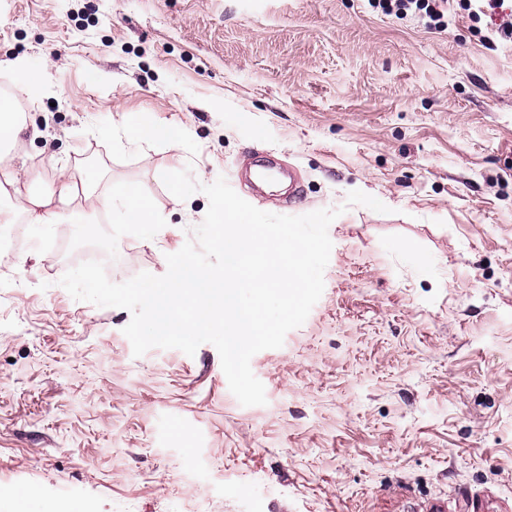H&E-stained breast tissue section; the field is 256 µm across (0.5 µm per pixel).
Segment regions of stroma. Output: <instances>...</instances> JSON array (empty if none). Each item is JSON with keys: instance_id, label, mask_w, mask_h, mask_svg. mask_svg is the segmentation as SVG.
I'll use <instances>...</instances> for the list:
<instances>
[{"instance_id": "1", "label": "stroma", "mask_w": 512, "mask_h": 512, "mask_svg": "<svg viewBox=\"0 0 512 512\" xmlns=\"http://www.w3.org/2000/svg\"><path fill=\"white\" fill-rule=\"evenodd\" d=\"M503 12L426 29L368 0H0V83L27 131L0 151L51 192L60 167L132 187L152 235L89 215L0 272V475L84 512H512V44ZM39 77L22 91L20 72ZM182 129L129 142L131 122ZM225 178L329 226L324 291L231 393L209 343L132 353L128 310L73 299L167 271L206 214L162 181ZM386 206H347L350 191Z\"/></svg>"}]
</instances>
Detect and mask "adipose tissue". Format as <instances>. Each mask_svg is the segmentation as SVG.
<instances>
[{"mask_svg": "<svg viewBox=\"0 0 512 512\" xmlns=\"http://www.w3.org/2000/svg\"><path fill=\"white\" fill-rule=\"evenodd\" d=\"M26 173L22 170L0 171V193L12 188L14 211L20 212L27 223L46 230L59 223L63 215H76L83 208L104 212L114 224H134L143 234H150L154 216L149 199L136 189H126L121 195L96 192L88 180L60 171L56 191L49 196L25 193L20 185Z\"/></svg>", "mask_w": 512, "mask_h": 512, "instance_id": "1", "label": "adipose tissue"}]
</instances>
